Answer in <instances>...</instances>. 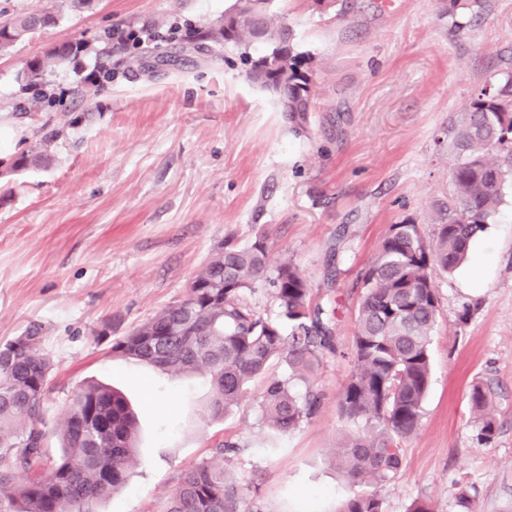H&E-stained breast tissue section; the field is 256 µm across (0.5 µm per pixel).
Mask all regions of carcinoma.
<instances>
[{
  "label": "carcinoma",
  "mask_w": 512,
  "mask_h": 512,
  "mask_svg": "<svg viewBox=\"0 0 512 512\" xmlns=\"http://www.w3.org/2000/svg\"><path fill=\"white\" fill-rule=\"evenodd\" d=\"M484 0H446L451 26L461 31L483 13ZM58 17L40 12L0 21V47L27 35L30 26H54ZM278 25L262 14L245 18L238 29L216 26L214 42L259 44V32ZM69 50L53 48L28 64L46 73L68 60ZM310 58L288 47V59L248 79L295 107L288 119L306 128L316 83L305 79ZM57 137L50 131L40 150L15 161L38 166ZM456 162L453 194L435 205V231L426 240L420 225L404 221L390 227L378 256L362 277L351 355L355 372L339 397L341 418L362 432L339 448L337 466L352 483L369 486L348 498L341 512H383L379 489L394 483L403 466V443L420 427L431 377L429 345L439 315L432 269L455 270L470 243L485 229L512 176V73L493 81L448 129ZM269 288L280 323L263 316L252 302L256 287ZM312 286L290 261L273 263L267 235L256 233L241 246L228 239L193 279L187 296L169 305L112 344V353L131 362L210 379L208 413L222 418L245 397L246 385L270 361L281 359L288 373L266 381L259 397L262 418L282 435L316 413L320 394L310 384L327 355L336 352L331 311L310 306ZM43 328L31 324L0 346V512H95L97 502L127 480L135 453L137 418L118 390L89 382L72 394L62 422L50 431L35 428L44 413L51 357L42 349ZM472 408L480 436L490 440L495 424L487 409L492 393L472 386ZM59 442L50 454L49 437ZM236 446L216 449L208 462L184 470L163 512H263L246 506L247 485L227 478L224 462Z\"/></svg>",
  "instance_id": "cac0c4a2"
}]
</instances>
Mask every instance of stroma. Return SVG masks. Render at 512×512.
Returning <instances> with one entry per match:
<instances>
[{"label": "stroma", "mask_w": 512, "mask_h": 512, "mask_svg": "<svg viewBox=\"0 0 512 512\" xmlns=\"http://www.w3.org/2000/svg\"><path fill=\"white\" fill-rule=\"evenodd\" d=\"M54 6L56 25L0 49V158L28 153L58 129L50 160L0 177V345L30 323L44 327L54 366L45 401L55 426L89 380L121 390L138 413L126 485L96 512H161L183 470L224 443L228 468L264 512H338L357 492L336 465L355 429L339 395L351 356L359 277L391 225L411 219L432 236L436 201L452 189L446 134L472 98L512 71V0H486L481 18L454 31L442 0H270L313 60L317 97L305 132L277 97L251 83L241 47L164 40L171 27L208 31L236 0H0L14 16ZM133 29L139 48L112 46V77L90 91L104 33ZM65 43L86 44L75 63L45 77L54 100H24L27 63ZM267 234L273 260H292L316 303L337 301V354L313 383L317 414L281 435L256 399L272 361L221 419L207 412L205 376L176 375L114 356L126 336L172 302L226 239ZM336 269L328 281V269ZM440 314L431 337L432 380L404 467L381 491L384 512L425 500L460 512H512V180L469 258L433 269ZM473 306L461 321L464 306ZM493 393L496 433L478 439L473 384Z\"/></svg>", "instance_id": "35a3bbf8"}]
</instances>
